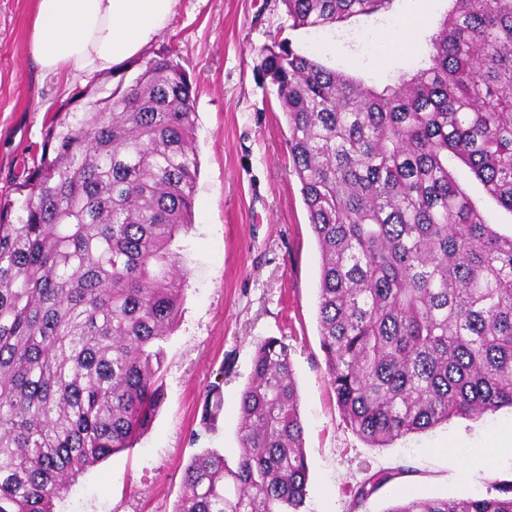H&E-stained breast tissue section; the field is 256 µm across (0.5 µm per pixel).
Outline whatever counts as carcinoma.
<instances>
[{"label": "carcinoma", "instance_id": "carcinoma-1", "mask_svg": "<svg viewBox=\"0 0 512 512\" xmlns=\"http://www.w3.org/2000/svg\"><path fill=\"white\" fill-rule=\"evenodd\" d=\"M393 0H282L327 28ZM425 66L378 90L295 51H261L321 252L320 347L346 424L384 447L512 408V234L451 171L512 213V0H451ZM73 94L39 162L0 196V512H52L89 467L133 447L164 400L192 223L195 99L167 49ZM240 451L205 449L174 512H300L309 475L291 351L259 343ZM386 512H512L413 498ZM453 173L459 184L475 197H483L485 213L492 224H497L501 232L512 230V216L499 208L493 201L483 196L482 187L471 171L462 164H457Z\"/></svg>", "mask_w": 512, "mask_h": 512}]
</instances>
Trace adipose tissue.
<instances>
[{
  "label": "adipose tissue",
  "instance_id": "1",
  "mask_svg": "<svg viewBox=\"0 0 512 512\" xmlns=\"http://www.w3.org/2000/svg\"><path fill=\"white\" fill-rule=\"evenodd\" d=\"M175 0H35L29 51L45 73H108L165 28Z\"/></svg>",
  "mask_w": 512,
  "mask_h": 512
}]
</instances>
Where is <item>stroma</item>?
Segmentation results:
<instances>
[{"label": "stroma", "mask_w": 512, "mask_h": 512, "mask_svg": "<svg viewBox=\"0 0 512 512\" xmlns=\"http://www.w3.org/2000/svg\"><path fill=\"white\" fill-rule=\"evenodd\" d=\"M449 0H403L371 16L323 29H291L281 0H177L155 48L170 49L195 92L199 176L193 224L182 237V314L164 343V400L134 448L88 469L54 512H174L184 469L212 448L235 460L238 404L258 343L281 339L293 351L309 463L302 512H387L406 495L483 498L512 480V454L490 453L512 432V409L455 417L382 448L344 422L320 347V252L301 185L289 166L288 126L259 53L290 38L296 51L383 88L416 70ZM34 0H0V192L41 153L47 125L90 82L84 74H44L28 35ZM404 24L411 50L376 51L380 33ZM219 401L206 420L208 397ZM473 462L462 466L456 445ZM392 479L356 501L375 474Z\"/></svg>", "instance_id": "1"}]
</instances>
